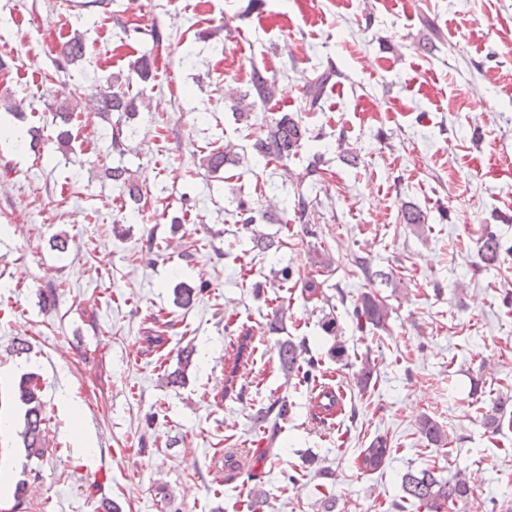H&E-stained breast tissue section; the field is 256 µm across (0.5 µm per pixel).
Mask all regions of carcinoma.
I'll use <instances>...</instances> for the list:
<instances>
[{
    "label": "carcinoma",
    "instance_id": "carcinoma-1",
    "mask_svg": "<svg viewBox=\"0 0 512 512\" xmlns=\"http://www.w3.org/2000/svg\"><path fill=\"white\" fill-rule=\"evenodd\" d=\"M85 38L76 34L64 42L57 57V68L65 70L67 66L85 57ZM153 74V59L149 54H143L131 64V74L127 80L138 78L142 82L148 81ZM334 71L325 70L308 80L304 86L305 107L313 110L320 105L323 92L329 84ZM277 82L274 78L264 75L260 70H253L249 90L241 93L233 88L224 91V98L230 101L232 115L238 120L246 121L252 109L259 103L266 104L276 97ZM145 106L142 94H133L129 87L116 79L108 85L98 96L85 103L83 110L103 119L110 126L109 136L112 148L117 149L124 143L134 140L139 133L134 124L140 108ZM72 120V107L67 104H59L54 107L53 121L57 127L56 145L59 152L67 154L72 150V133L69 124ZM310 138V130L303 120L286 113L274 117L269 122L265 137L257 139L252 145V151L263 157L269 163H273L283 170H288V162L300 154L306 142ZM239 164V157L234 147L227 144L218 147L204 155L200 160V166L211 174L224 171L225 167ZM105 176L112 181L122 195L133 203L141 200L142 189L135 181L132 171L123 166L116 165L105 170ZM238 223L250 231L253 236V249L259 253H265L279 247V242L273 237L255 228L256 218L252 207L245 201L238 202L236 207ZM402 220L406 224H424L428 220L427 213L415 205L407 204L402 210ZM503 249V243L499 236L493 232L485 233L481 238L478 251L480 261L491 264L498 261ZM274 279L281 284L290 281L300 285L301 294L308 300H317L322 296V283L311 273H303L290 266H284L274 272ZM207 285L202 283L195 287L174 289L176 304L183 308L190 307L201 296ZM353 321L359 332L373 331L386 328L390 316L389 306L378 294L366 292L353 304L351 313ZM321 328L328 336L335 337L333 345L329 349V356L338 362L344 361L348 356L345 341L338 339L342 335L336 317L333 313L324 315L321 320ZM305 341L297 342L288 339L278 346V360L281 370L288 379L297 380V384H306L311 387L314 395L312 406L313 416L321 422L335 419L343 411V397L339 389L325 383L316 384L320 363L319 360L302 357ZM250 333L241 331L238 334L233 366L227 377V384L233 385L235 373L240 364L250 360L254 353ZM195 349L185 346L177 352V367L165 376V384L181 386L186 384L189 370L194 365ZM14 398L25 407V423L21 432L26 456L40 459L47 452L46 446V417L44 415V402L42 400L41 387L37 378L29 374L23 376L14 386ZM288 411V405L284 399H276L268 406L257 410L254 419L262 424L270 425L275 429L277 420L283 418ZM485 425L497 432L512 421H505V416L499 414L496 407H491L482 414ZM420 435L431 445H439L444 440L443 431L435 421L423 416L418 422ZM391 446L385 436L375 437L368 448L361 452V467L366 471H378L384 467L390 456ZM249 478L255 481L249 491L251 512H263V506L267 503V495L259 482L260 476L249 474ZM402 491L404 499L419 504L428 512H442L447 506L454 509L465 506L470 498L471 488L465 476L456 473L448 478L436 475L430 469H410L402 475Z\"/></svg>",
    "mask_w": 512,
    "mask_h": 512
}]
</instances>
